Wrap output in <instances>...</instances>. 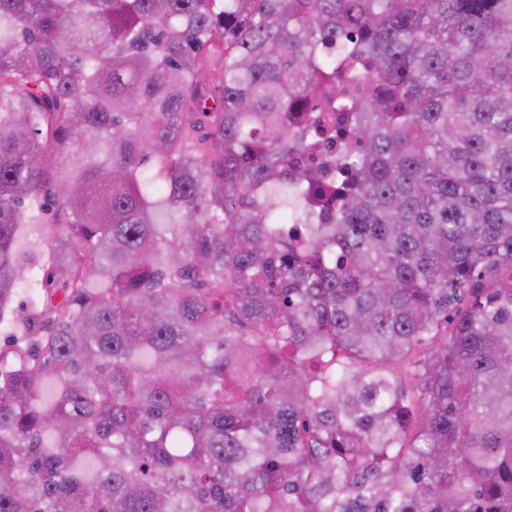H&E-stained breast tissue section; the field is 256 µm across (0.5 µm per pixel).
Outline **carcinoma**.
<instances>
[{"label": "carcinoma", "instance_id": "cac0c4a2", "mask_svg": "<svg viewBox=\"0 0 512 512\" xmlns=\"http://www.w3.org/2000/svg\"><path fill=\"white\" fill-rule=\"evenodd\" d=\"M2 323L0 512H512V0H0ZM336 141L325 142L321 147L319 162L321 166L322 178L325 181H336Z\"/></svg>", "mask_w": 512, "mask_h": 512}]
</instances>
